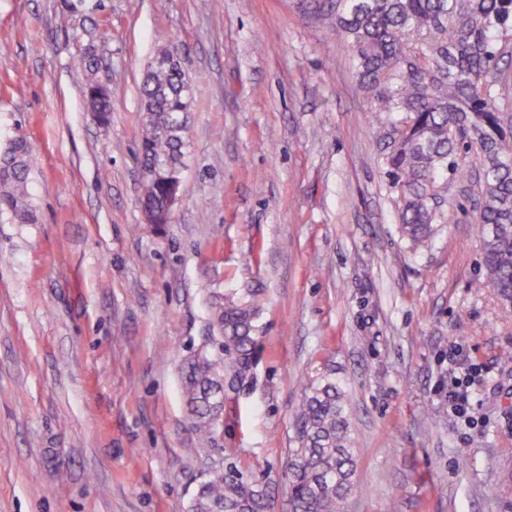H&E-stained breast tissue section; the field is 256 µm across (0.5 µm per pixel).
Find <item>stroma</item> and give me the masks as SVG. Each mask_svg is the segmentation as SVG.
I'll return each instance as SVG.
<instances>
[{
	"label": "stroma",
	"mask_w": 512,
	"mask_h": 512,
	"mask_svg": "<svg viewBox=\"0 0 512 512\" xmlns=\"http://www.w3.org/2000/svg\"><path fill=\"white\" fill-rule=\"evenodd\" d=\"M319 0H0V153L24 137L37 218L0 215V512H188L233 470L290 512L305 384L345 394V512H512V312L480 276L470 183L428 247L400 232L386 116ZM194 87L170 224L144 220L139 86L165 39ZM112 90L86 109L84 48ZM257 298L247 382L198 446L182 366L221 351L217 296ZM481 375L448 410V355Z\"/></svg>",
	"instance_id": "1"
}]
</instances>
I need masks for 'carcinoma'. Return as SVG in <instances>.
Instances as JSON below:
<instances>
[{
  "mask_svg": "<svg viewBox=\"0 0 512 512\" xmlns=\"http://www.w3.org/2000/svg\"><path fill=\"white\" fill-rule=\"evenodd\" d=\"M336 36L353 52L358 87L371 111L392 117L397 138L386 157L399 221L414 248L428 244L441 217L434 190L464 181L471 159L480 165L475 223L481 231L483 277L476 287L494 291L512 310V0H330ZM88 76L86 102L101 124L112 112L108 87L97 79L90 52L73 59ZM140 167L143 199L163 216L164 176L181 169L184 142L174 120L190 112L193 86L176 65L154 63L141 88ZM34 160L26 140L0 156V213L34 220L28 180ZM257 301L224 298L216 310L224 354L197 355L183 365L182 386L198 442L212 441L213 415L223 410L220 390L229 374L243 381L257 341ZM288 464L293 512H343L356 490V461L348 412L336 383L305 385L295 419ZM263 494L233 471H215L190 504V512H267Z\"/></svg>",
  "mask_w": 512,
  "mask_h": 512,
  "instance_id": "1",
  "label": "carcinoma"
}]
</instances>
